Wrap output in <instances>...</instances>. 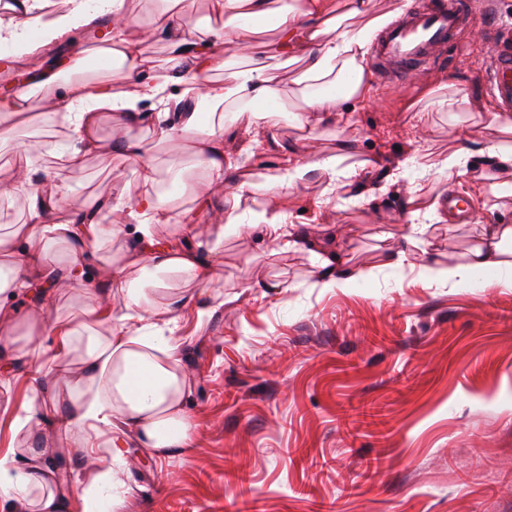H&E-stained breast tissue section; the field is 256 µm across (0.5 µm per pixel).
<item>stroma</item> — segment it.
<instances>
[{
  "mask_svg": "<svg viewBox=\"0 0 512 512\" xmlns=\"http://www.w3.org/2000/svg\"><path fill=\"white\" fill-rule=\"evenodd\" d=\"M483 23L460 33L443 62L392 83L380 70L366 107L351 102L350 123L317 128L304 139L294 122L303 107L292 92L293 70L279 72L285 95L271 130L276 140L257 145L243 127L227 125L224 147L247 176L262 163L280 168L312 153L346 148L360 168L352 183L329 188L318 171L286 194L269 189L232 203L224 189L200 203L194 188L206 172L190 142L179 150L155 144L144 126L104 120L98 149L68 174L72 192L63 208L120 178L129 195L159 194L166 172L179 168L185 187L174 204L185 224H223L237 215L241 227L211 255L218 277L207 294L224 303L206 319L194 304L174 313L166 333L178 346L194 424L192 445L160 456L125 434V462L114 512H512V269L488 276L483 287L451 286L430 275L431 262L465 263L488 224L512 225V196L492 197V184L510 181L487 162L492 130L474 112H442L429 102L438 86L478 101L491 100L485 75L503 38L512 36V0H475ZM51 48L0 57V88L23 72L59 68ZM138 137L159 169L157 181L139 180L116 147ZM78 146L73 128L53 111L33 108L11 140L0 143V183L16 168L53 166L52 144ZM467 158L464 174L439 173L449 152ZM418 154L419 173L395 178L406 154ZM475 207L471 221H448V198ZM276 207L289 215V246L274 244L249 225L252 213ZM435 208L424 234L415 235L409 213ZM405 252L400 264L386 254ZM344 272L333 288L320 284L323 261ZM287 291H279V284ZM110 288L108 268L90 286L59 293L54 313L79 320L93 315ZM37 300L15 302L13 328L0 346L15 344L24 358L0 365V451L11 439L10 421L29 405L47 406L80 368L38 374L35 364L55 353L39 330ZM362 410L374 423L345 441L341 418ZM46 458L68 476L64 494L76 495L89 475L86 449L46 430ZM339 476L322 474V460ZM375 473L345 493L342 486L362 466Z\"/></svg>",
  "mask_w": 512,
  "mask_h": 512,
  "instance_id": "obj_1",
  "label": "stroma"
}]
</instances>
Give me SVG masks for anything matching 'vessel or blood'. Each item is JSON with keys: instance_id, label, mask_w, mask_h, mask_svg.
Segmentation results:
<instances>
[{"instance_id": "vessel-or-blood-1", "label": "vessel or blood", "mask_w": 512, "mask_h": 512, "mask_svg": "<svg viewBox=\"0 0 512 512\" xmlns=\"http://www.w3.org/2000/svg\"><path fill=\"white\" fill-rule=\"evenodd\" d=\"M478 22L472 0H440L435 8L410 11L389 27L376 47V56L394 65L395 80L401 83L422 66L435 63L441 48L449 46L460 30ZM487 81L500 105L511 111L512 46L503 45Z\"/></svg>"}]
</instances>
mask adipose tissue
Returning <instances> with one entry per match:
<instances>
[{
    "label": "adipose tissue",
    "instance_id": "ef3b65f1",
    "mask_svg": "<svg viewBox=\"0 0 512 512\" xmlns=\"http://www.w3.org/2000/svg\"><path fill=\"white\" fill-rule=\"evenodd\" d=\"M49 4L50 0H23L19 11L1 16L0 48L31 53L107 13L119 20L112 34L116 60L98 73L86 71L81 57L75 56L68 61L65 80H58L53 72L42 78L44 85L58 86L52 103L71 115L80 144L68 149L66 168L53 167L38 177L27 169L17 171L16 182L28 199L32 222L0 237V295L23 293L43 282L82 284L96 270L100 250L123 234L129 238L131 260L110 263L111 282L124 297L123 314L99 329L83 321L52 325L56 362L77 359L81 373L72 390L56 392L62 407L55 414L31 407L24 418L11 424L13 433L23 434L26 451L21 455L11 449L0 452V500L13 502L16 512H62L64 508L58 478L43 464L42 428L80 436L87 448L96 447L99 438L117 428L132 432L142 447L164 456L190 447L193 424L178 347L164 336L154 317L158 306L171 312L182 306V294L168 291L167 279L196 286L213 280L216 270L204 256L216 252L225 232L238 229L236 218L231 217L204 234L196 226L179 223L170 203L153 196L132 198L122 191L117 199L133 219L129 225L103 223L107 202L99 195L62 210L59 203L71 192L65 171L79 167L96 148L102 113L116 111L122 122L150 126L160 144L192 135L199 162L208 173L207 181L195 189L200 197L213 185L226 183L232 184L231 196L236 200L254 195L263 186L288 189L314 168L330 181H350L357 176V168L342 166L340 157L333 154L263 175L258 181L236 179L237 165L224 150L225 110L228 103H240V110L230 116L233 121L249 130L265 131L273 114L271 105L280 99L275 74L295 64L299 67L295 83L304 103L297 118L299 127L312 129L341 120L345 101L354 99L364 105L372 99L366 56L375 34L388 22L384 16L370 17L368 0H349L330 35L322 17L332 0H295L281 8L273 7L271 0H224V23L199 32L182 16L162 9L153 17L152 31L169 38L177 66L165 74L147 76L141 68L142 41L122 21L124 0H70L67 10L54 13L49 12ZM252 19L269 22L278 35L276 48L249 57L229 80H212L213 59L226 46L250 41ZM116 83L125 85L124 93H112ZM174 84L195 96V111L176 113L166 121L140 111L142 103H163L167 88ZM479 109L489 113L498 133L488 149L490 163L512 173V115L485 103ZM160 224L176 225L179 244L159 243L153 229ZM510 238L511 225H487L466 264H436L432 270L449 281L502 268L507 264L502 243Z\"/></svg>",
    "mask_w": 512,
    "mask_h": 512
}]
</instances>
